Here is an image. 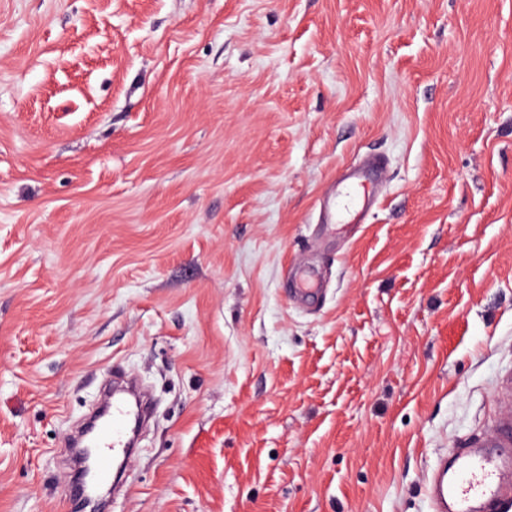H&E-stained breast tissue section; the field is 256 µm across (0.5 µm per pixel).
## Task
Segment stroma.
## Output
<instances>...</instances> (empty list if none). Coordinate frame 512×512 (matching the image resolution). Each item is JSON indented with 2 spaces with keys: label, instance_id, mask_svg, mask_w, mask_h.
I'll use <instances>...</instances> for the list:
<instances>
[{
  "label": "stroma",
  "instance_id": "1",
  "mask_svg": "<svg viewBox=\"0 0 512 512\" xmlns=\"http://www.w3.org/2000/svg\"><path fill=\"white\" fill-rule=\"evenodd\" d=\"M509 373L512 0H0V512L119 376L106 512H432ZM382 174L384 166L380 161L354 167L349 176L340 183L342 186L336 190L332 200L324 205L323 220L327 221V224H340L347 216L353 215L354 212L358 213L354 202L360 189L365 192V184ZM293 275L296 288H293L295 296L312 298L318 291L316 282L312 275L300 265H295L289 269Z\"/></svg>",
  "mask_w": 512,
  "mask_h": 512
}]
</instances>
